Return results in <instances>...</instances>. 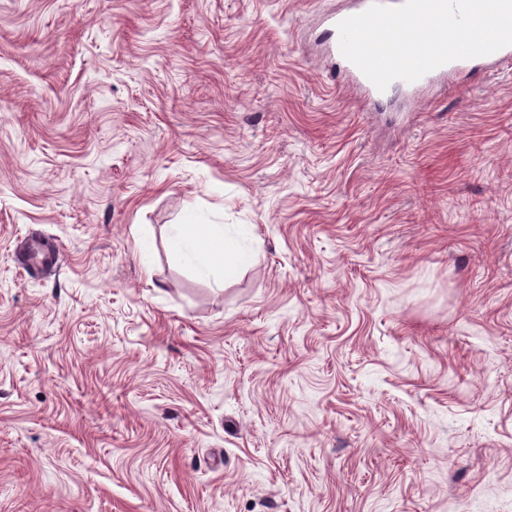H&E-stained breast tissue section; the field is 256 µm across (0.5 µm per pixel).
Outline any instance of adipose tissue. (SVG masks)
I'll return each instance as SVG.
<instances>
[{
	"instance_id": "ef3b65f1",
	"label": "adipose tissue",
	"mask_w": 512,
	"mask_h": 512,
	"mask_svg": "<svg viewBox=\"0 0 512 512\" xmlns=\"http://www.w3.org/2000/svg\"><path fill=\"white\" fill-rule=\"evenodd\" d=\"M167 240L197 277L219 288L253 258V231L248 224H210L198 217L169 225Z\"/></svg>"
}]
</instances>
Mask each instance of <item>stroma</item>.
<instances>
[{
  "label": "stroma",
  "instance_id": "35a3bbf8",
  "mask_svg": "<svg viewBox=\"0 0 512 512\" xmlns=\"http://www.w3.org/2000/svg\"><path fill=\"white\" fill-rule=\"evenodd\" d=\"M347 6L0 0V512H512V63L363 98ZM167 240L197 277L217 288L224 287L253 258V231L248 224H208L198 217L169 225Z\"/></svg>",
  "mask_w": 512,
  "mask_h": 512
}]
</instances>
